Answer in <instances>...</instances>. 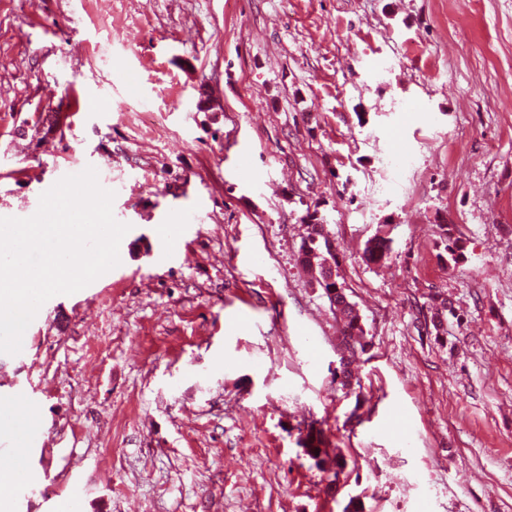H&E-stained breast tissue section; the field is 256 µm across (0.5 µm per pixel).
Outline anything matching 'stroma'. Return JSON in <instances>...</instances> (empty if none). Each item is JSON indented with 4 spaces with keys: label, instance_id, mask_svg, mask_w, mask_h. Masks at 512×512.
<instances>
[{
    "label": "stroma",
    "instance_id": "35a3bbf8",
    "mask_svg": "<svg viewBox=\"0 0 512 512\" xmlns=\"http://www.w3.org/2000/svg\"><path fill=\"white\" fill-rule=\"evenodd\" d=\"M89 166L130 229L0 353L11 512H512V0H0V217ZM315 233L317 238L312 234ZM319 238L324 240V248L321 243L318 242ZM318 242V243H317ZM328 238L323 233V227L321 230L310 232L308 235V242L304 246L301 253V261L304 265L313 269V261L317 259L316 267L319 269L317 282L319 285H325L326 297L328 298L333 309L336 311V318L342 323L341 328V346H345L348 349L350 357L354 356L358 350L361 352L365 351V344L363 343V329L361 326V318L357 310L350 302L344 300L346 298L343 293L342 287L338 284L336 279H332L333 273L329 264V259H334L336 264L335 256H333L327 249ZM331 281V282H330ZM336 288H330L334 287ZM336 289V304L332 301V292ZM347 299V298H346ZM391 239L389 233L380 229L377 234L369 241L364 254V259L368 264H376L386 258L389 251Z\"/></svg>",
    "mask_w": 512,
    "mask_h": 512
}]
</instances>
